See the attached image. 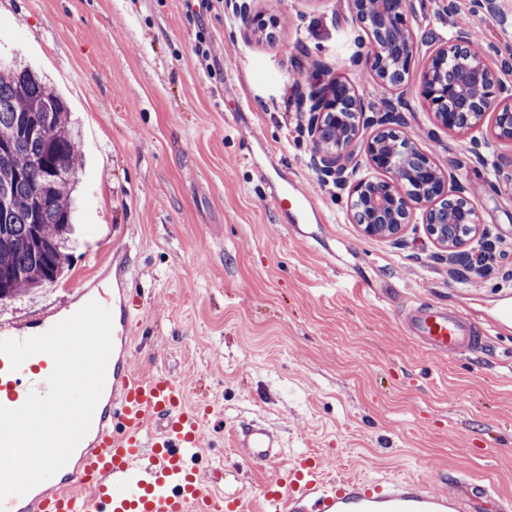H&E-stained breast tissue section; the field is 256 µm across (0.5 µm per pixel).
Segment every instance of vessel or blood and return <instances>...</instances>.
I'll return each mask as SVG.
<instances>
[{"label": "vessel or blood", "instance_id": "vessel-or-blood-1", "mask_svg": "<svg viewBox=\"0 0 512 512\" xmlns=\"http://www.w3.org/2000/svg\"><path fill=\"white\" fill-rule=\"evenodd\" d=\"M112 292V357L89 432L75 448L74 469L60 480H46L22 496L8 497L5 512H244L240 499L213 496L190 467L187 452L198 447L199 416L184 410L185 388L174 377L144 378L132 366L131 311L120 284ZM403 323L414 340L443 358L488 349L490 336L478 315L436 303L407 307ZM53 318H34L29 327L0 324V340L23 341L42 334ZM52 358L38 353L19 369L0 353V406L16 409L31 391L46 393ZM153 417L165 419L161 432L149 429ZM247 458L267 461L280 455L269 429L252 428ZM264 512H512V505L465 480L453 493L433 492L422 480L330 479L312 458L300 456L275 468L260 488Z\"/></svg>", "mask_w": 512, "mask_h": 512}]
</instances>
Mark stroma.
Masks as SVG:
<instances>
[{
  "label": "stroma",
  "mask_w": 512,
  "mask_h": 512,
  "mask_svg": "<svg viewBox=\"0 0 512 512\" xmlns=\"http://www.w3.org/2000/svg\"><path fill=\"white\" fill-rule=\"evenodd\" d=\"M454 4L448 15L438 0L417 2L402 132L473 187L499 240L479 278L449 276L423 225L398 244L363 237L334 186L313 195L305 224L271 204L275 185L318 180L299 133L297 67L381 102L350 62L342 0H254L279 19L273 44L244 39L224 0L200 17L187 0H0V58L67 100L82 158L68 274L1 305L0 322L76 307L121 261L133 366L176 377L185 407L206 411L193 467L215 495L249 501L269 478L271 464L240 448L259 424L282 461L312 457L335 479L421 478L447 493L458 475L512 499V330L493 336L491 356L448 359L419 347L401 318L432 302L487 321L512 296V192L467 165L466 141L435 126L418 79L431 41L461 17L485 44L512 48V0H499L502 23L471 0Z\"/></svg>",
  "instance_id": "obj_1"
}]
</instances>
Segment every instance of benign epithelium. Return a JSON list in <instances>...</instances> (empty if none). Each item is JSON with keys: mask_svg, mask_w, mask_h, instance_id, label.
<instances>
[{"mask_svg": "<svg viewBox=\"0 0 512 512\" xmlns=\"http://www.w3.org/2000/svg\"><path fill=\"white\" fill-rule=\"evenodd\" d=\"M346 0L352 24L361 34L350 62L361 66L374 84L386 91L385 110L369 113L356 87L347 82L309 84L302 93L305 130L313 167L322 181L347 192L370 218L361 221L350 208L348 219L367 238L398 239L405 225L423 223L448 256V273L462 265L480 276L491 260L495 243L481 228L468 186L458 182L411 138L397 157L387 136L400 133L401 97L415 60L418 42L409 18L416 0ZM225 10L239 21L243 36L268 38L276 19L253 10L252 0H225ZM512 69V54L491 60V49H473L469 27L457 25L437 39L420 71V95L437 126L469 138L470 152L482 173L497 185L512 187V160L506 162L489 148L494 142L512 144V85L500 73Z\"/></svg>", "mask_w": 512, "mask_h": 512, "instance_id": "7a95c632", "label": "benign epithelium"}]
</instances>
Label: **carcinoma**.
Wrapping results in <instances>:
<instances>
[{
	"label": "carcinoma",
	"mask_w": 512,
	"mask_h": 512,
	"mask_svg": "<svg viewBox=\"0 0 512 512\" xmlns=\"http://www.w3.org/2000/svg\"><path fill=\"white\" fill-rule=\"evenodd\" d=\"M66 102L32 71L0 63V300L57 282L80 167ZM47 120L52 142L23 129Z\"/></svg>",
	"instance_id": "1"
}]
</instances>
